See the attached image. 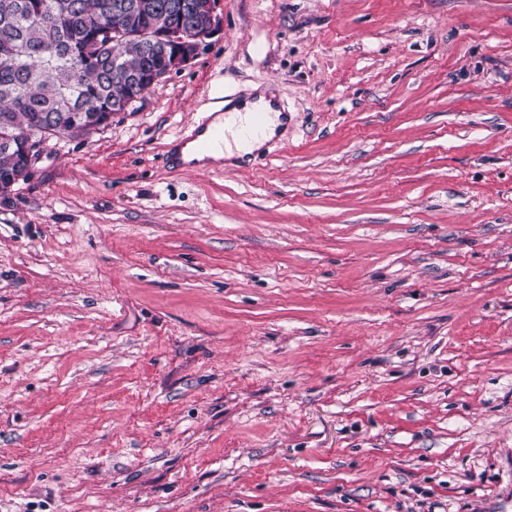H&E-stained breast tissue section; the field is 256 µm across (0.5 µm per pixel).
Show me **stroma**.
Returning a JSON list of instances; mask_svg holds the SVG:
<instances>
[{
	"label": "stroma",
	"instance_id": "1",
	"mask_svg": "<svg viewBox=\"0 0 512 512\" xmlns=\"http://www.w3.org/2000/svg\"><path fill=\"white\" fill-rule=\"evenodd\" d=\"M217 11L0 199V512H512V0ZM270 95H267L264 91L257 95L256 100L251 102H245L239 107H231L223 112L224 115H217L213 120V125L209 126L205 122L196 126L190 135L183 136L179 140V150L175 153L173 161L177 166L185 168H198L195 160L186 162L182 156V148L189 143H194L193 148L196 153L206 154L217 147H224L222 150L212 152L210 157L213 160H219L220 158H232V157H243V155L251 154L254 151L259 150L268 140L275 136L277 130L284 126V122L281 121L280 111L270 105ZM265 109L267 112H275L269 118V131L268 134L262 137L266 131L267 123V112H254L256 109ZM223 112H218L223 114ZM242 112H251L250 119L240 128V138L242 140H252L249 145H241L236 136L235 130L241 125L247 118L246 114ZM224 124V127H218V125ZM224 130L229 134L230 139L225 137L224 142ZM262 137V138H260Z\"/></svg>",
	"mask_w": 512,
	"mask_h": 512
}]
</instances>
